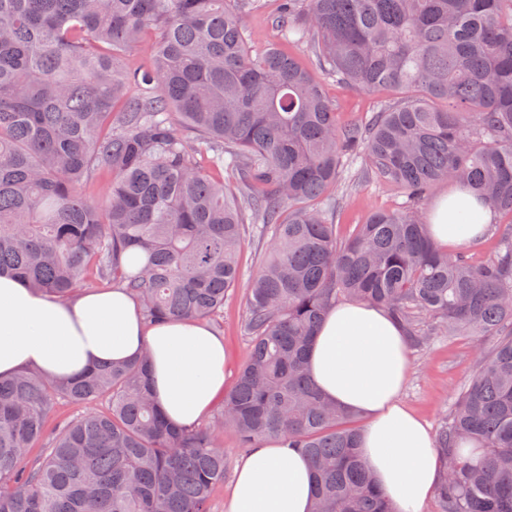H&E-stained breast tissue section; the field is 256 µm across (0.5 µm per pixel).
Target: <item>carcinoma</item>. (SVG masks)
I'll list each match as a JSON object with an SVG mask.
<instances>
[{
  "instance_id": "cac0c4a2",
  "label": "carcinoma",
  "mask_w": 512,
  "mask_h": 512,
  "mask_svg": "<svg viewBox=\"0 0 512 512\" xmlns=\"http://www.w3.org/2000/svg\"><path fill=\"white\" fill-rule=\"evenodd\" d=\"M259 7L0 0V274L60 298L121 284L150 324L204 320L240 284L246 226L271 241L214 423L168 424L146 355L65 383L0 378V512H212L226 427L246 453L301 449L316 512H396L354 414L310 376L313 332L342 297L417 345L476 338L475 376L434 438L450 462L439 512H512V0H280V42L255 54L241 16ZM149 30V65L128 68ZM304 43L325 76L393 102L339 123L292 52ZM359 159L404 201L341 240L327 215ZM99 179L105 196L86 195ZM439 182L504 218L489 261L432 241L421 206Z\"/></svg>"
}]
</instances>
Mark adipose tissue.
<instances>
[{"label": "adipose tissue", "instance_id": "obj_1", "mask_svg": "<svg viewBox=\"0 0 512 512\" xmlns=\"http://www.w3.org/2000/svg\"><path fill=\"white\" fill-rule=\"evenodd\" d=\"M431 235L454 251L483 238L493 213L452 188L430 216ZM152 357V392L179 427L197 425L224 391V338L201 321L146 324L127 289L82 292L62 301L0 277V377L37 371L72 378L93 364ZM309 372L323 396L362 416L361 454L399 512H421L442 474L426 423L400 400L410 362L403 329L386 310L345 301L329 310L312 341ZM308 457L279 439L261 442L237 465L230 512H311Z\"/></svg>", "mask_w": 512, "mask_h": 512}]
</instances>
